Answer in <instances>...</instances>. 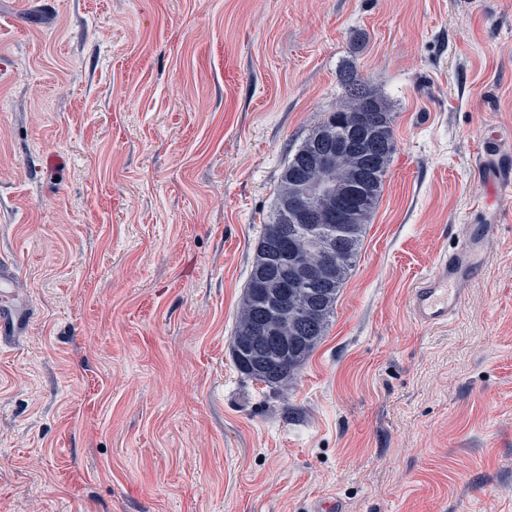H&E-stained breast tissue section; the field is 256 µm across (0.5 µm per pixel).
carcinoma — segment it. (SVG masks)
<instances>
[{"label": "carcinoma", "instance_id": "carcinoma-1", "mask_svg": "<svg viewBox=\"0 0 512 512\" xmlns=\"http://www.w3.org/2000/svg\"><path fill=\"white\" fill-rule=\"evenodd\" d=\"M339 81L346 91L345 104L311 130L281 172L273 214L258 242L235 324L233 338L244 339L252 335L256 321L262 316V295L279 283L271 244L280 225L286 224L291 229L284 257L288 267L301 271L325 257L326 251L321 249L317 236L294 229L288 213V200L308 187L313 188L311 206L321 214L320 223L335 225L336 234L341 237V244L336 246V279L304 289L282 283V292L288 297V316L277 323L276 336L288 339V364L270 360L263 369L248 370L243 367L237 349H232L233 360L242 373L270 386L291 382L325 336L335 313L338 293L360 252L367 224L383 189L384 177L396 153L393 113L387 103L372 93L352 66L339 72ZM366 101L376 119L371 145L366 149L354 148L337 153L328 169L316 167L314 157L321 143L319 134L331 130L340 135L351 130L354 115ZM361 203L367 207L361 221L355 224L339 222L342 207ZM312 308L319 312V318L315 326L309 327L304 324L302 315Z\"/></svg>", "mask_w": 512, "mask_h": 512}]
</instances>
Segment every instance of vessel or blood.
Returning <instances> with one entry per match:
<instances>
[{"label": "vessel or blood", "instance_id": "b4317fda", "mask_svg": "<svg viewBox=\"0 0 512 512\" xmlns=\"http://www.w3.org/2000/svg\"><path fill=\"white\" fill-rule=\"evenodd\" d=\"M476 168L487 180L492 200L512 196V152L489 143L477 158ZM499 230L493 223L457 224L456 244L439 260L435 271L414 287L410 310L424 326L447 324L461 303L464 283L474 279L486 262V243ZM27 307L13 296L0 300V347L16 339L22 329Z\"/></svg>", "mask_w": 512, "mask_h": 512}]
</instances>
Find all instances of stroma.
Wrapping results in <instances>:
<instances>
[{
	"mask_svg": "<svg viewBox=\"0 0 512 512\" xmlns=\"http://www.w3.org/2000/svg\"><path fill=\"white\" fill-rule=\"evenodd\" d=\"M354 67L397 151L286 385L231 340L280 174ZM512 148V0H0V512H512V200L448 324L409 296ZM67 159L58 174L43 159ZM29 309L19 304L13 295H5L0 302V347L20 336L22 318Z\"/></svg>",
	"mask_w": 512,
	"mask_h": 512,
	"instance_id": "1",
	"label": "stroma"
}]
</instances>
